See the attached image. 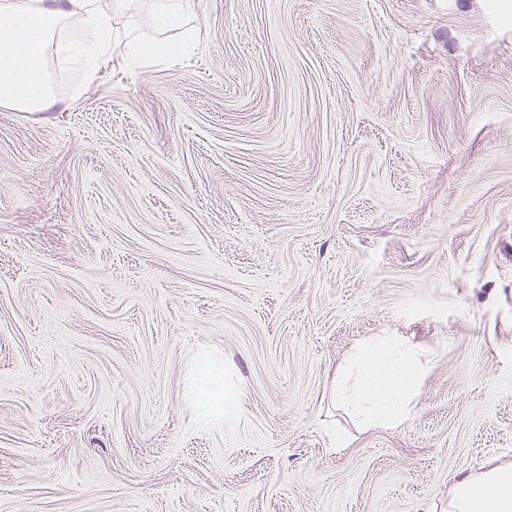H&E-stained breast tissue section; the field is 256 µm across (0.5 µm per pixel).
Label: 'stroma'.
I'll return each mask as SVG.
<instances>
[{
  "mask_svg": "<svg viewBox=\"0 0 512 512\" xmlns=\"http://www.w3.org/2000/svg\"><path fill=\"white\" fill-rule=\"evenodd\" d=\"M153 13L120 38H175ZM187 22L0 107V512H448L512 462V0ZM371 336L424 370L396 425L334 395ZM154 24L167 29L177 30L176 41L156 40L140 41L128 44L129 53L140 60L152 62L160 59L181 57L199 44L203 32L199 27L186 26L185 15L191 8V0H155Z\"/></svg>",
  "mask_w": 512,
  "mask_h": 512,
  "instance_id": "obj_1",
  "label": "stroma"
}]
</instances>
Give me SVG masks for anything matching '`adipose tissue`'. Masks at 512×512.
<instances>
[{
  "instance_id": "ef3b65f1",
  "label": "adipose tissue",
  "mask_w": 512,
  "mask_h": 512,
  "mask_svg": "<svg viewBox=\"0 0 512 512\" xmlns=\"http://www.w3.org/2000/svg\"><path fill=\"white\" fill-rule=\"evenodd\" d=\"M154 24L178 32L177 40L130 44L133 57L146 62L180 57L199 44L200 28L185 23L191 0H155ZM126 0H0V106L43 111L57 101L47 72L49 55L81 62L94 78L112 53L113 21ZM78 18L95 39H60ZM423 377L413 350L393 336H375L347 361L338 402L365 424L393 425L409 413V399ZM448 512H512V463L468 475L450 490Z\"/></svg>"
}]
</instances>
